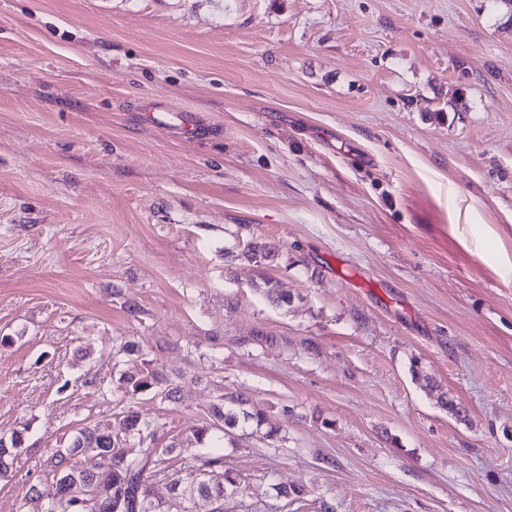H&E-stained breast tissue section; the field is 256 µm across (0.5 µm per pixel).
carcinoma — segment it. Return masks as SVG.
I'll list each match as a JSON object with an SVG mask.
<instances>
[{
  "label": "carcinoma",
  "mask_w": 512,
  "mask_h": 512,
  "mask_svg": "<svg viewBox=\"0 0 512 512\" xmlns=\"http://www.w3.org/2000/svg\"><path fill=\"white\" fill-rule=\"evenodd\" d=\"M275 247L249 240L240 249L239 257L258 266L274 261ZM267 298L282 308L292 297L271 278L262 280ZM118 368L116 383L100 388L102 395L115 399L121 409L120 430L112 432V422L88 423L78 429L70 445L57 449L50 458L52 482L33 487L34 499L41 502L40 512H191L189 506L170 499L156 501L151 496L150 481L165 472L174 458L176 443H158L154 420L137 408L141 395H149L162 403L178 405L184 402L181 387L164 371L145 359L139 342L128 340L116 352ZM274 442L283 441L280 430L267 423L266 411L248 405L240 394L219 393L209 407L204 421L193 428L200 444L224 447V438L235 430ZM23 431L15 432L5 443L0 438V477L10 472V465L23 448ZM100 457L95 470L80 469L72 458L86 451ZM240 484L232 471L224 468V454L207 452L199 466L182 476L171 479L170 487H178L205 500L212 493L232 490Z\"/></svg>",
  "instance_id": "cac0c4a2"
}]
</instances>
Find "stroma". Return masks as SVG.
<instances>
[{
	"mask_svg": "<svg viewBox=\"0 0 512 512\" xmlns=\"http://www.w3.org/2000/svg\"><path fill=\"white\" fill-rule=\"evenodd\" d=\"M1 336L0 512L129 339L171 471L218 390L281 427L226 512H512V0H0ZM275 256L276 250L274 246L251 239L243 245L240 253L234 257H241L248 262L256 264V266H262L274 261ZM23 430L15 432L9 442L2 444L3 439L0 438V477H5L10 472V465L14 457L18 454L19 450L24 445Z\"/></svg>",
	"mask_w": 512,
	"mask_h": 512,
	"instance_id": "35a3bbf8",
	"label": "stroma"
}]
</instances>
